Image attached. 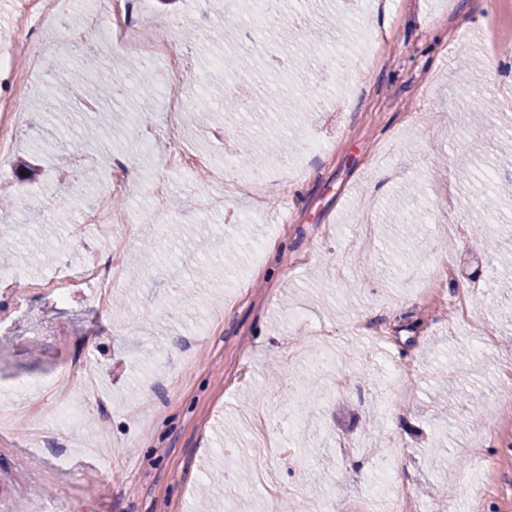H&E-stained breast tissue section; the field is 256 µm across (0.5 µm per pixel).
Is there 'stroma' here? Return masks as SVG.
<instances>
[{
    "mask_svg": "<svg viewBox=\"0 0 512 512\" xmlns=\"http://www.w3.org/2000/svg\"><path fill=\"white\" fill-rule=\"evenodd\" d=\"M191 24L174 45L182 103L214 57L252 53L250 81L216 71V84L268 106V139L304 172L255 187L240 161L254 148L250 116L173 126L150 85L125 84L131 56L92 39L94 7L61 24L65 54H49L83 86L84 63L112 77V134L72 152L56 146L45 114L27 112L5 180L22 155L37 156L41 182L26 204L0 211V512H198L202 486L223 485L224 512L306 504L356 512L372 478L400 448L397 487L407 512H431L422 493L444 484L457 512H512V405L497 354H512V300L500 284L512 268V207L492 212V232L471 234L469 203L494 164L512 200V0H379L362 15L351 0H288L269 26L224 17V0H180ZM343 54L341 71L305 66L320 44ZM306 111L292 101L308 88ZM497 107L474 110L469 95ZM148 110L149 123L131 121ZM181 137L193 153L228 158L237 184L222 190L190 168L164 169L163 146ZM137 174L117 196L134 226L86 230L115 162ZM417 207L414 235L391 223ZM209 250L178 280L164 274L180 236ZM142 256L112 295L90 288L58 302L49 280L97 261L110 241ZM163 250L147 252L150 241ZM453 249H446V242ZM475 295L470 321L449 308L459 287ZM49 376L51 389L23 391ZM79 402L76 423L62 421ZM477 423H470L471 411Z\"/></svg>",
    "mask_w": 512,
    "mask_h": 512,
    "instance_id": "35a3bbf8",
    "label": "stroma"
}]
</instances>
